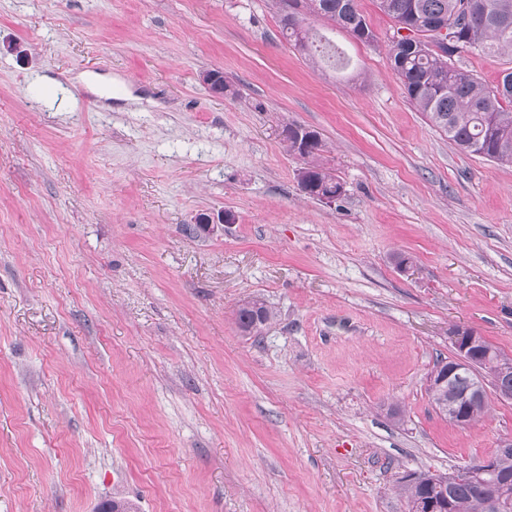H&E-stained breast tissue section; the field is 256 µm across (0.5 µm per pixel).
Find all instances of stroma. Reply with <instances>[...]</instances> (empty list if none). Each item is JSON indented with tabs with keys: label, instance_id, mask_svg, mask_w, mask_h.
<instances>
[{
	"label": "stroma",
	"instance_id": "stroma-1",
	"mask_svg": "<svg viewBox=\"0 0 512 512\" xmlns=\"http://www.w3.org/2000/svg\"><path fill=\"white\" fill-rule=\"evenodd\" d=\"M360 7L377 43L311 19L315 65L269 0H0V512H408L405 472L512 437V402L426 393L452 326L512 355V166L417 111ZM288 123L341 197L301 192ZM295 125L298 124H288L284 127L282 131V140L286 143L289 152L294 153L295 150V154L300 156L301 154L306 153L309 144L315 139V134H317V132L304 126L296 128L295 146V141L291 134L292 127ZM278 317V312L266 302L253 299L236 309L235 321L242 333L258 340L266 328Z\"/></svg>",
	"mask_w": 512,
	"mask_h": 512
}]
</instances>
